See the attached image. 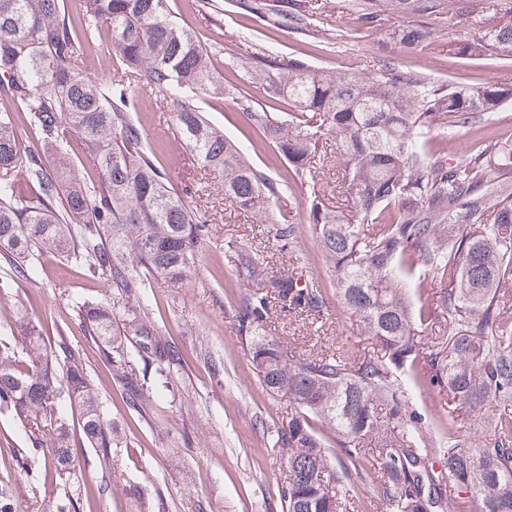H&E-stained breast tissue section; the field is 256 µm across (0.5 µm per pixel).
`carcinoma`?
<instances>
[{
    "instance_id": "obj_1",
    "label": "carcinoma",
    "mask_w": 512,
    "mask_h": 512,
    "mask_svg": "<svg viewBox=\"0 0 512 512\" xmlns=\"http://www.w3.org/2000/svg\"><path fill=\"white\" fill-rule=\"evenodd\" d=\"M317 2L232 0L244 15L316 31L328 44L331 29ZM353 7L368 28L389 14L402 18L390 38L416 48L434 40L426 19L467 14L474 4L360 0ZM488 10L487 25L465 52L512 54V0H492ZM98 38L113 72L108 84L89 71L87 51ZM224 65L238 81L215 70L213 51L174 19L168 0H81L75 16L59 0H0V288L48 254L74 264L112 295L77 305L79 326L96 337L101 356L114 359L118 337L131 332L144 369L166 378L178 352L135 312L118 323L114 299L136 297L145 272L157 282L191 283L212 224L207 211L189 209L170 186L132 115L138 96L163 97L174 137L220 182L224 200L255 214L284 250L302 228L273 204L296 181L315 182L323 169L315 160L320 133H333L351 213L314 189L309 231L331 263L345 312L375 339L379 354L289 355L264 333L265 323L277 311L321 312V288L295 273L270 274L269 257L248 239L224 241V258L246 282L233 307L237 335L263 388L291 407L275 441L286 464V512H361L373 469L384 512H449L450 482L477 512H512V418L489 413L494 403L512 402V314L502 302L512 289V141L484 132L489 116L512 98V85L449 87L389 58L370 74L351 67L323 74L259 44ZM255 86L263 99L251 93ZM197 94L234 96L258 140L288 162V176L250 163L193 103ZM281 99L292 106L284 119L270 110ZM17 103L39 133L35 145L18 139ZM459 128L480 136L454 160L434 141ZM85 157L94 163L92 177L75 168ZM441 320L448 335H420ZM17 330L28 360L0 349V408L25 424L29 453L44 457V479L70 478L78 454L67 405L78 407L86 443L104 456L114 430L69 345L45 344L42 328L23 315ZM59 365L66 367L61 380ZM406 380L436 385L455 409L486 420L495 440L465 445L450 411L434 424L439 447H413ZM381 403L389 407L387 424L376 414ZM369 437L370 451L362 447ZM0 512H17L6 481Z\"/></svg>"
}]
</instances>
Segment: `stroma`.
I'll use <instances>...</instances> for the list:
<instances>
[{
    "label": "stroma",
    "mask_w": 512,
    "mask_h": 512,
    "mask_svg": "<svg viewBox=\"0 0 512 512\" xmlns=\"http://www.w3.org/2000/svg\"><path fill=\"white\" fill-rule=\"evenodd\" d=\"M323 2L334 33L325 50L317 48L314 32L304 35L284 29L267 36L266 20L237 13L229 0H169L181 24L223 53L264 43L280 57L300 59L322 71L348 63L366 73L377 59L389 58L446 85L512 84V56L475 58L457 52L480 31L486 19L481 9L433 21L434 43L410 49L386 35L399 25V18L391 16L384 25L367 28L350 14L347 0ZM203 108L256 167L273 176L285 173L286 163L272 148L258 144L234 100L209 97ZM158 115L149 104L137 106L136 116L148 140L160 149L171 186L189 205L207 209L213 227V244L199 260L192 284L158 282L139 294L158 336L181 356L170 370L168 384H160L154 372L144 371L137 338L123 337L120 352L135 369L146 396L142 407L131 405L112 366L100 357L92 337L78 327L77 302L103 299L107 289L78 267L49 257L34 275L13 279L0 295V344L24 356L26 348L15 329L16 308L24 306L28 318L41 323L50 340L65 339L79 352L98 389L101 412L121 434L108 455L85 449L80 478L88 492L75 512H131L133 488L142 512H283L279 490L285 467L274 442L276 428L288 418V401L262 389L252 354L236 334L231 307L244 286L224 258L225 238L253 237L276 266L314 279L323 289L326 306L317 320L277 315L264 328L266 335L287 344L292 354L305 357L340 348L364 357L376 355L378 347L344 314L330 264L311 235L302 234L291 248L280 249L264 235L257 218L231 206L221 186L190 166L185 145L155 134ZM215 360L222 364L217 372L211 367ZM408 397L419 447H437L432 423L447 412V395L423 383L410 387ZM29 446L16 414L0 410V479H10L18 512H44L50 501L69 496L71 484L58 479L44 482L39 459L29 470L17 468L16 455Z\"/></svg>",
    "instance_id": "obj_1"
}]
</instances>
